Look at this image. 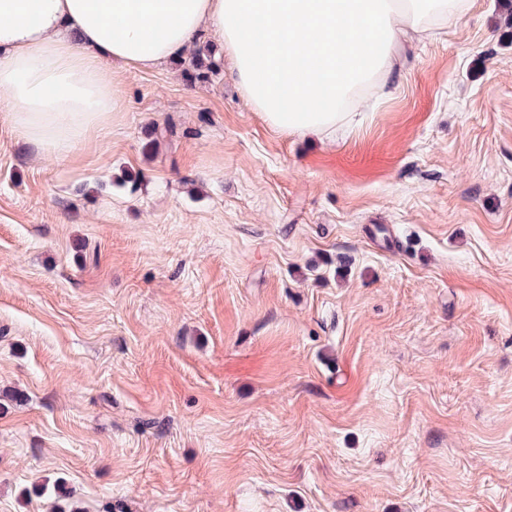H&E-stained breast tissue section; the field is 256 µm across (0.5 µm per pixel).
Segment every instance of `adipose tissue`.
Listing matches in <instances>:
<instances>
[{"mask_svg": "<svg viewBox=\"0 0 512 512\" xmlns=\"http://www.w3.org/2000/svg\"><path fill=\"white\" fill-rule=\"evenodd\" d=\"M468 0H0V97L20 139L66 154L119 109L106 66L148 69L216 36L246 104L271 127L330 136L353 93L383 90L409 33Z\"/></svg>", "mask_w": 512, "mask_h": 512, "instance_id": "obj_1", "label": "adipose tissue"}]
</instances>
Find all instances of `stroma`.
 <instances>
[{"label": "stroma", "instance_id": "35a3bbf8", "mask_svg": "<svg viewBox=\"0 0 512 512\" xmlns=\"http://www.w3.org/2000/svg\"><path fill=\"white\" fill-rule=\"evenodd\" d=\"M505 14L332 139L179 56L63 158L0 102V512H512Z\"/></svg>", "mask_w": 512, "mask_h": 512}]
</instances>
